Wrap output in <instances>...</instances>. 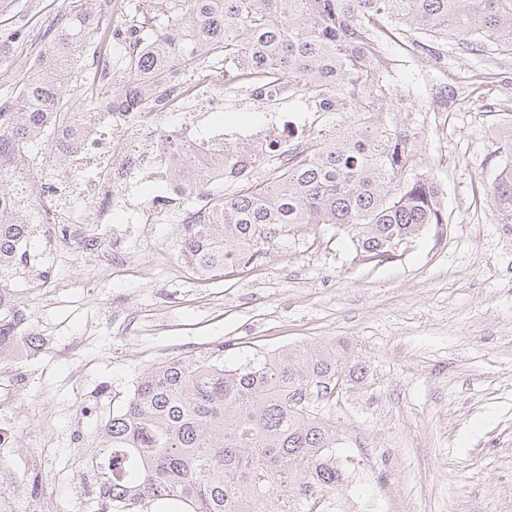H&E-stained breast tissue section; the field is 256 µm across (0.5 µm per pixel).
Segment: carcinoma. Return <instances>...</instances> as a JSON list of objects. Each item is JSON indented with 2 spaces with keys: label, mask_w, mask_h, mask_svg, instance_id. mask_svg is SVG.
I'll list each match as a JSON object with an SVG mask.
<instances>
[{
  "label": "carcinoma",
  "mask_w": 512,
  "mask_h": 512,
  "mask_svg": "<svg viewBox=\"0 0 512 512\" xmlns=\"http://www.w3.org/2000/svg\"><path fill=\"white\" fill-rule=\"evenodd\" d=\"M111 4L66 14L18 93L0 99V152L35 157L85 110L150 107L175 78L216 68L261 86L283 80L288 98L336 115V129L312 136L273 182L243 177L230 194L211 192L205 217L182 225L181 260L213 277L321 224L348 228L356 253L383 263L399 243L448 223L440 185L419 161L420 110L387 105L396 85L385 44L401 37L423 54L453 40L512 54V0H152L143 20H130L141 50H119L112 83L75 98L82 60L108 38ZM499 140L505 162L488 195L512 224V128ZM166 160L195 205L208 172L188 173L178 151ZM44 246L26 211L0 206V362L17 357L23 340L39 346L9 280L27 250ZM364 370L325 341L235 370L163 361L98 426L97 448L112 449L102 471L107 496L121 512L146 501L175 512H314L320 500L336 502L347 472L322 409Z\"/></svg>",
  "instance_id": "obj_1"
}]
</instances>
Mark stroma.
<instances>
[{"label": "stroma", "instance_id": "1", "mask_svg": "<svg viewBox=\"0 0 512 512\" xmlns=\"http://www.w3.org/2000/svg\"><path fill=\"white\" fill-rule=\"evenodd\" d=\"M78 0H20L0 33L23 27L28 51L0 62V95L45 50L40 37ZM428 67L398 45V85L427 129L422 165L448 224L374 263L345 227L279 241L266 265L202 281L178 258L181 208L155 224H114L129 261L46 251L10 286L42 347L0 366V500L22 486L20 512H95L81 470L101 419L119 412L142 373L173 357L226 369L319 340L350 344L363 379L329 407L340 456L372 468L346 493L375 512H512V224L486 196L512 124V56L439 45ZM299 102L224 93L239 123Z\"/></svg>", "mask_w": 512, "mask_h": 512}]
</instances>
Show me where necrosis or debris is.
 <instances>
[{
  "label": "necrosis or debris",
  "mask_w": 512,
  "mask_h": 512,
  "mask_svg": "<svg viewBox=\"0 0 512 512\" xmlns=\"http://www.w3.org/2000/svg\"><path fill=\"white\" fill-rule=\"evenodd\" d=\"M223 75H210L197 83L174 86L157 107L133 112L106 106L91 116L61 129L50 149L29 165L17 166L11 154L0 155V171L18 179L15 201L32 204V232H43L56 248L79 254L87 239L104 244L115 211L135 210L147 219L160 217L185 195L183 184L171 182L163 155L170 147L184 152L192 166L207 168L211 184H221L230 173L246 174L259 162L272 169L287 167L291 155L303 153L307 140L300 136V121L285 114L262 124L227 128L203 125V111H220L224 97L215 85ZM166 112L178 113L175 123L163 124ZM79 151H72L73 141ZM235 145V166L223 163L226 145ZM163 187V194L133 201L132 189L143 183ZM96 214L87 227L82 214Z\"/></svg>",
  "instance_id": "obj_1"
}]
</instances>
